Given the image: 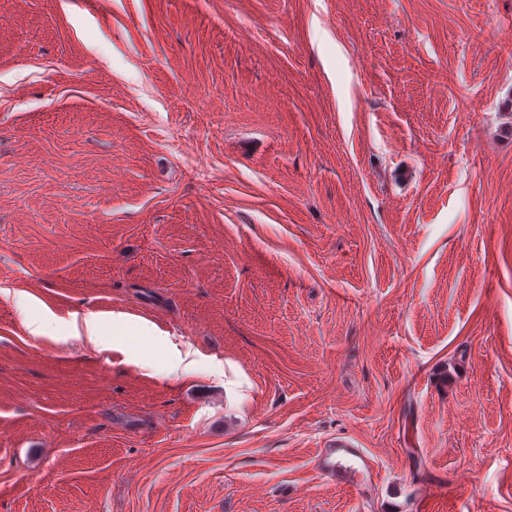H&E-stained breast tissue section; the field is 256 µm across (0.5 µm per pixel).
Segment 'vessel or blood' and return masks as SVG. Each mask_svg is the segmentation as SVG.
Returning a JSON list of instances; mask_svg holds the SVG:
<instances>
[{"instance_id":"1","label":"vessel or blood","mask_w":512,"mask_h":512,"mask_svg":"<svg viewBox=\"0 0 512 512\" xmlns=\"http://www.w3.org/2000/svg\"><path fill=\"white\" fill-rule=\"evenodd\" d=\"M312 465L326 479L358 490L371 484L375 472V462L365 449L343 439L325 443L317 450Z\"/></svg>"}]
</instances>
